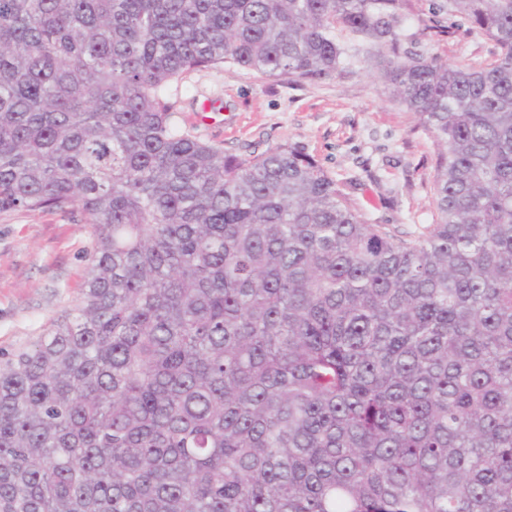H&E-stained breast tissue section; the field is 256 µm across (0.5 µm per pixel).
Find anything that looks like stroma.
Returning <instances> with one entry per match:
<instances>
[{
    "instance_id": "1",
    "label": "stroma",
    "mask_w": 512,
    "mask_h": 512,
    "mask_svg": "<svg viewBox=\"0 0 512 512\" xmlns=\"http://www.w3.org/2000/svg\"><path fill=\"white\" fill-rule=\"evenodd\" d=\"M442 0H415L411 32L448 63L486 64L498 48L438 11ZM167 100L181 130L224 153L249 158L297 144L313 156L371 224L413 239L433 224L436 149L416 117L388 97L375 69L352 80L311 82L216 66L172 82ZM223 119L205 118L203 102ZM90 227L80 212H0V362L30 350L79 301Z\"/></svg>"
}]
</instances>
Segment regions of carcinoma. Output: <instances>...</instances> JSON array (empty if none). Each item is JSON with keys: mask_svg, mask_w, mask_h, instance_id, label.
I'll list each match as a JSON object with an SVG mask.
<instances>
[{"mask_svg": "<svg viewBox=\"0 0 512 512\" xmlns=\"http://www.w3.org/2000/svg\"><path fill=\"white\" fill-rule=\"evenodd\" d=\"M0 0V212L79 209L83 296L0 363V512H512V0ZM373 65L437 150L435 223L370 224L303 148L179 130L222 64ZM414 3L424 24L437 25V31H448V34L432 31L425 36L419 35L424 27L423 23L412 21L408 33H417L421 40V49L425 53L438 55L450 64H486L496 58L499 50L494 41L486 36L467 32L466 26L458 25L460 22L457 17L446 12H437L435 7L443 3V0H415Z\"/></svg>", "mask_w": 512, "mask_h": 512, "instance_id": "obj_1", "label": "carcinoma"}]
</instances>
